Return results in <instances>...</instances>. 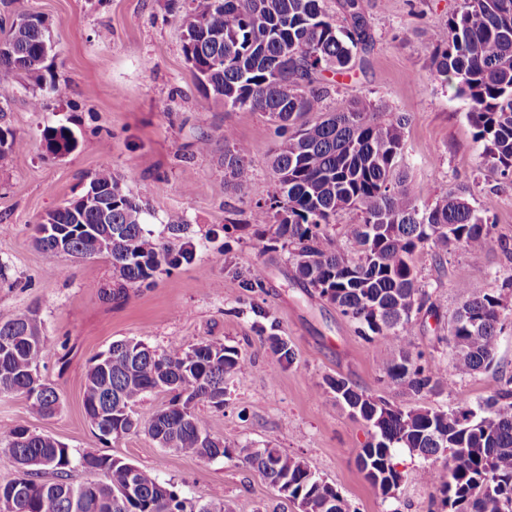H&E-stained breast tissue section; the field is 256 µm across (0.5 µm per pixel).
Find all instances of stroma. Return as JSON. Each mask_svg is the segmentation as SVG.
<instances>
[{
    "instance_id": "1",
    "label": "stroma",
    "mask_w": 512,
    "mask_h": 512,
    "mask_svg": "<svg viewBox=\"0 0 512 512\" xmlns=\"http://www.w3.org/2000/svg\"><path fill=\"white\" fill-rule=\"evenodd\" d=\"M165 5L166 0H0V21L24 13L47 19L56 52L52 70L67 87L65 98L45 99L36 109L24 75L0 81V107L25 142L0 163V322L38 309L50 348L40 374L62 399L59 411L43 418L24 396L0 393V432L24 426L65 443L77 456L94 451L123 458L175 483L184 497L224 503L230 512H295L236 460L185 456L161 448L142 431L105 439L84 412L86 371L112 342L135 338L180 352L217 340L251 355L255 367L228 383L221 410L205 409L212 437L231 445L275 440L336 484L357 512H437L438 494L417 478L421 459L400 452L406 479L389 504L360 473L355 457L368 428L320 395L317 383L340 375L402 407L416 400L379 379L389 345L362 337L318 291L295 282L287 251H264L250 214L275 191L273 128L261 113L227 109L205 92ZM458 5L459 0H364L371 48L357 54L349 74L324 76L330 98L380 99L408 116L401 166L420 203L468 188L474 206L496 224L482 250L439 254L428 246L413 257L438 307L437 316L418 315L413 341L439 361L451 356L444 338L470 286L494 288L512 277V182L484 164L466 101L429 73L430 54L446 39L448 17ZM59 124L73 131L77 147L52 158L42 133ZM228 128L249 148L253 180L243 191L224 175ZM103 168L123 177L143 200L154 239H162L169 218L178 216L198 242L191 263L157 274L152 288L123 302L108 295L113 270L107 258L63 254L50 261L34 243L36 222L83 194ZM257 264L265 285L250 290L244 283ZM265 336L287 339L296 362L273 365L261 342ZM509 375L512 327L501 336L490 369L449 371L447 390L429 397L428 404L481 401Z\"/></svg>"
}]
</instances>
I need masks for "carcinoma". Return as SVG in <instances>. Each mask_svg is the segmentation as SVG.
I'll return each mask as SVG.
<instances>
[{"instance_id":"1","label":"carcinoma","mask_w":512,"mask_h":512,"mask_svg":"<svg viewBox=\"0 0 512 512\" xmlns=\"http://www.w3.org/2000/svg\"><path fill=\"white\" fill-rule=\"evenodd\" d=\"M166 7L200 84L224 107L259 112L274 126L270 164L276 196L251 212L252 223L271 232L264 249H288L295 279L319 291L360 334L392 347L381 362L380 380L421 400L448 387L450 367L490 368L512 315V279L495 289L472 287L452 318V356L444 364L413 343L417 314L430 299L413 256L427 244L481 250L495 224L463 190L443 193L430 204L419 203L408 190L400 170L405 114L362 98H340L329 106L328 91L317 85L326 72L350 71L372 41L363 0H340L338 18L326 10L325 0H167ZM214 32L223 38L205 37ZM49 39L41 16L35 24L0 29V41L8 45L0 51V79L15 71L28 74L35 108L47 95L60 99L67 93L41 53ZM429 69L442 83L456 81L484 160L511 180L512 0H463L448 15V40L431 52ZM43 141L50 155L75 147L72 130L63 124L46 128ZM22 146L14 130L0 124V161ZM248 155L233 130L225 129L224 169L239 189L252 181ZM91 183L110 189L109 196L79 220L69 209H57V223L71 225L68 248L61 251L51 238L35 237L47 259L63 253L108 257L118 277L116 300L193 259L197 244L188 225L171 220L165 225L169 240L157 242L142 224V201L111 169L99 170ZM347 209L359 215L351 225L361 246L356 261L336 250L330 234L336 214ZM9 322V331L0 329V392L21 394L34 412L51 417L59 404L57 389L39 372L48 354L39 311L29 309ZM264 341L277 362L294 363L286 340ZM252 367L247 355L222 342L167 353L123 339L93 359L83 407L104 438L142 429L179 454L236 459L298 512H349L335 484L272 442L231 446L211 437L201 407L223 408L226 382ZM154 391L172 398L143 422L135 408ZM323 392L370 427L356 463L381 475L368 484L382 501L395 498L405 479L396 461L403 449L423 459L418 479L439 494L447 512H512V378L481 402L460 399L446 409L395 406L343 377L326 379ZM0 443L19 467L14 479L0 483V500L10 502L0 512H225L224 505L185 498L152 470L109 454L83 455L79 464L93 479L74 483L70 448L25 427L12 429ZM47 471L54 479H42Z\"/></svg>"}]
</instances>
